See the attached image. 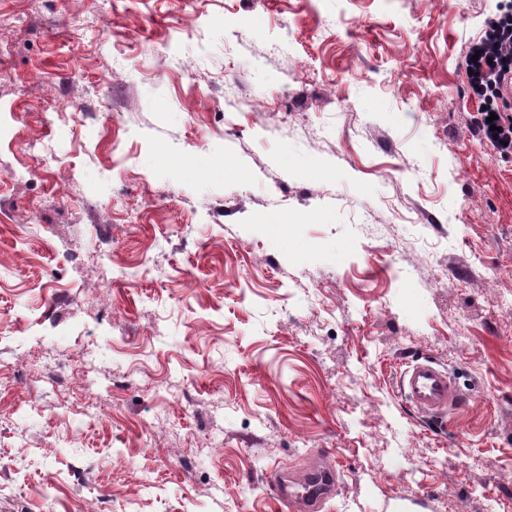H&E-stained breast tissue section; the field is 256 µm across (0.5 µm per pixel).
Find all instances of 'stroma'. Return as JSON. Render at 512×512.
Returning a JSON list of instances; mask_svg holds the SVG:
<instances>
[{"label": "stroma", "instance_id": "stroma-1", "mask_svg": "<svg viewBox=\"0 0 512 512\" xmlns=\"http://www.w3.org/2000/svg\"><path fill=\"white\" fill-rule=\"evenodd\" d=\"M506 4L0 0V512H512ZM476 51H479L478 59H472ZM489 59H492V64H489ZM468 69H472V74L468 73ZM465 70L474 95L485 103L488 95L492 96V101L480 112L481 118L477 122L481 140L500 155L512 154V107L501 88L504 80L512 82V10L501 12L486 23L483 34L468 48ZM490 112L497 119L487 123ZM491 125L496 126L495 131L490 130ZM497 127H500V131H497ZM494 134H498L497 139L493 138ZM502 141H507L508 145L502 144ZM398 388L418 412L442 417L462 406L448 372L429 359L416 358L400 371ZM337 478L335 464L319 458L301 473L281 474L275 499L296 512L320 511L334 495Z\"/></svg>", "mask_w": 512, "mask_h": 512}]
</instances>
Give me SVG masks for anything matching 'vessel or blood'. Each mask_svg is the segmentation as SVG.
Segmentation results:
<instances>
[{"label": "vessel or blood", "instance_id": "b4317fda", "mask_svg": "<svg viewBox=\"0 0 512 512\" xmlns=\"http://www.w3.org/2000/svg\"><path fill=\"white\" fill-rule=\"evenodd\" d=\"M398 388L405 400L418 412L442 417L461 406L447 371L429 359H415L400 371ZM338 472L334 463L320 458L300 473L281 475L276 499L292 512H321L336 491Z\"/></svg>", "mask_w": 512, "mask_h": 512}]
</instances>
